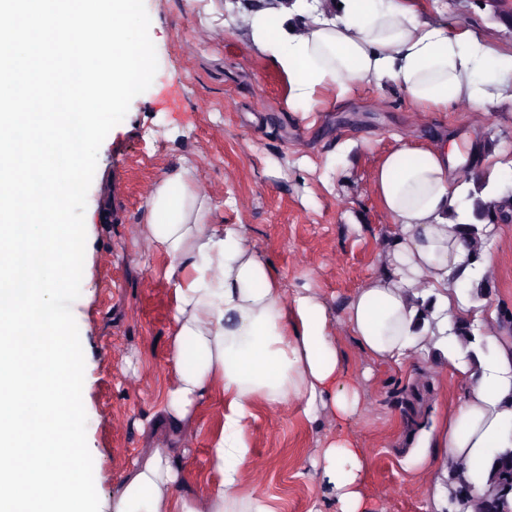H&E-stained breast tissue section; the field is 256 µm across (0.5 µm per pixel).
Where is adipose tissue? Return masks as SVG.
Listing matches in <instances>:
<instances>
[{"label":"adipose tissue","mask_w":512,"mask_h":512,"mask_svg":"<svg viewBox=\"0 0 512 512\" xmlns=\"http://www.w3.org/2000/svg\"><path fill=\"white\" fill-rule=\"evenodd\" d=\"M252 50L270 56L296 104L308 108L326 88L347 98L357 87H400L418 107L448 109L468 102L484 109L512 90V50L469 30L449 32L422 17L415 0H262L244 23ZM455 153L440 145H403L386 154L372 184L394 227L383 273L354 295L346 323L372 359L398 362L439 350L474 353L448 327L481 313L461 282L475 263L463 224L455 220L465 188L452 172ZM183 166L149 196L148 241L170 257L165 273L173 310L165 412L177 430L196 405L220 393L221 430L209 467L216 485L180 493L177 448L156 449L134 462L117 512H276L241 492L252 448L247 423L257 403L299 402L308 421H343L362 406L324 303L305 293L286 299L276 274L253 249L243 225L211 221L208 198L192 190ZM487 352L460 373L464 400L422 430L425 447L441 451L443 468L461 469L476 493L492 477L496 452L512 449V345L488 330ZM336 512H366L369 455L346 435L326 439L313 463Z\"/></svg>","instance_id":"1"}]
</instances>
